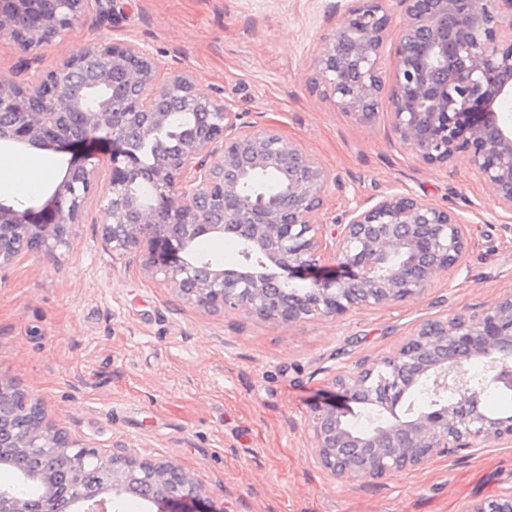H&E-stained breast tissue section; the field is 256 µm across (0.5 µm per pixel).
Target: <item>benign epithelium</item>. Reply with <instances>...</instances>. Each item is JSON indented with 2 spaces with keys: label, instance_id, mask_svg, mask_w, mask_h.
<instances>
[{
  "label": "benign epithelium",
  "instance_id": "1",
  "mask_svg": "<svg viewBox=\"0 0 512 512\" xmlns=\"http://www.w3.org/2000/svg\"><path fill=\"white\" fill-rule=\"evenodd\" d=\"M106 0H0V45L32 59L61 41ZM391 70L384 45L392 24L388 0H359L320 43L312 85L334 107L368 123L387 99L401 144L426 166L459 162L512 212V125L499 112L512 102V0H401ZM192 115L190 133L144 161L137 145L166 129L171 110ZM0 144L69 148L100 163H72L36 224L31 209L0 202V273L24 256L50 254L85 223L89 201L111 222L101 240L114 257L145 251V269L190 303L236 309L278 323L334 318L353 309L404 303L434 277L460 265L467 225L447 207L389 193L346 215L327 232L316 222L328 192L325 168L277 127L241 122L240 113L200 87L185 69L165 66L133 40L100 42L62 57L27 83L0 78ZM282 176L268 199L245 192L259 172ZM236 240L245 262L226 269L198 252L205 235ZM288 272L285 278L270 271ZM296 279L307 280L303 288ZM486 365L487 380L512 390V294L478 315L428 319L388 354L341 369L332 379L344 402L375 418L355 431L346 407L330 399L311 406V454L331 480L387 478L437 456L512 444V415L487 412L485 385L467 366ZM430 402L414 405L422 391ZM55 448L73 459L79 478L90 456L102 477L100 497L119 502L138 475L149 502L201 498L179 464L132 453H90L59 428L45 404L0 379V448ZM76 495L65 512H96ZM462 512H512V489L471 501Z\"/></svg>",
  "mask_w": 512,
  "mask_h": 512
}]
</instances>
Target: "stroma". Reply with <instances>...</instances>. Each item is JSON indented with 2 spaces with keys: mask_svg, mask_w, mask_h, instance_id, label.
Here are the masks:
<instances>
[{
  "mask_svg": "<svg viewBox=\"0 0 512 512\" xmlns=\"http://www.w3.org/2000/svg\"><path fill=\"white\" fill-rule=\"evenodd\" d=\"M353 3L111 0L37 62L0 47V77L25 82L101 41L148 44L243 121L277 126L323 164L332 184L320 221L402 192L467 223L468 256L422 296L290 325L191 304L139 257L113 259L95 200L68 246L21 258L0 279V377L43 399L78 444L178 463L201 486L203 512H460L512 488V444L350 483L330 480L308 452L310 407L329 396L336 369L381 357L421 321L475 315L512 292V213L485 185L458 165L420 164L386 114L359 123L313 88L320 39ZM13 158L36 190L0 201L46 221L73 155L27 148Z\"/></svg>",
  "mask_w": 512,
  "mask_h": 512,
  "instance_id": "35a3bbf8",
  "label": "stroma"
}]
</instances>
